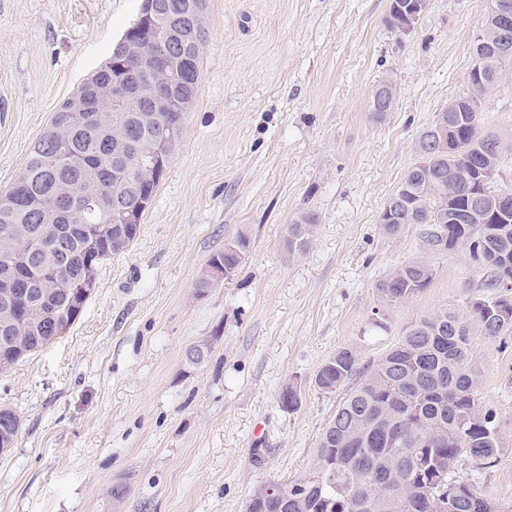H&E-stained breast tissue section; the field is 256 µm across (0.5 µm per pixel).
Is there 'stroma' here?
Here are the masks:
<instances>
[{
	"instance_id": "1",
	"label": "stroma",
	"mask_w": 512,
	"mask_h": 512,
	"mask_svg": "<svg viewBox=\"0 0 512 512\" xmlns=\"http://www.w3.org/2000/svg\"><path fill=\"white\" fill-rule=\"evenodd\" d=\"M142 0H0V189L53 112L107 59ZM390 0H207V38L183 134L129 248L105 260L79 319L0 374L21 418L0 454V512H244L259 485L309 471L341 393L314 386L350 347L375 362L416 318L484 297L465 247L426 254L418 225L380 214L435 114L466 93L490 0H429L406 34ZM395 88L375 117L371 94ZM481 130L512 147V78ZM319 217L301 252L288 226ZM251 248L204 294L194 284L240 229ZM426 259L432 285L371 326L375 284ZM481 406L499 419L495 467L459 471L512 505V337L473 331ZM208 348L198 364L190 347ZM297 387L296 411L279 394ZM122 482L130 493L112 498ZM371 98H373L371 101L372 112L381 113V115L384 114V112H391L395 101V92L392 82L390 80L381 81L377 85V88L376 86L373 88Z\"/></svg>"
}]
</instances>
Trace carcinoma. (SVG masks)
Wrapping results in <instances>:
<instances>
[{"instance_id":"cac0c4a2","label":"carcinoma","mask_w":512,"mask_h":512,"mask_svg":"<svg viewBox=\"0 0 512 512\" xmlns=\"http://www.w3.org/2000/svg\"><path fill=\"white\" fill-rule=\"evenodd\" d=\"M168 18L185 30L192 28L187 0H164ZM139 40L140 78L154 79L164 69L176 75L166 95L191 102L195 94L200 50L191 39L169 55L152 39L151 27L141 35L123 34L105 64L83 83L76 97L86 103L81 115L64 100L53 112L33 144L26 164L9 188L0 192V238L10 236L12 246L0 250V299L17 294L9 309L0 304V359L14 367L24 358L55 342L80 317L96 278L88 274L86 245H96L94 269L123 253L140 230L124 225L127 243L112 242L118 225L112 212L90 204L75 218L42 224L36 217L58 202L57 183L80 190L85 169L101 170L102 181L138 165L136 155L114 154L112 125L133 122L135 109L104 111L93 91L98 81L120 79L135 59L128 55L126 39ZM512 53L486 63L485 74L496 87ZM106 112L104 121L98 119ZM182 112L161 113V124L136 130L152 140L166 129H183ZM448 136L456 144L451 155L418 154L387 204L396 207L394 221L380 224L395 237L409 224H437L442 211L473 204L472 189L459 184L448 196V184L458 178L461 166H480L485 157L473 148L479 130V113L454 112ZM59 182H54L51 175ZM319 218L302 211L288 225L286 247L293 254L314 236ZM496 242L512 252V224H450L448 241L422 239L431 253H445L458 243L468 244L474 265L482 271L484 299L469 303L468 315L440 308L421 316L377 362L364 365L357 352L342 348L318 368L314 383L324 393L345 390L333 419L324 428L316 448V464L309 472L273 482L276 490L257 486L245 512H502L459 475L457 465L466 459L481 468L496 465L503 451L495 411L479 406L478 371L471 346L473 323L498 303L495 295L504 281L512 283V265L491 267L487 244ZM251 238L241 230L211 255L208 265L237 270L250 251ZM42 265L60 269L57 278L34 276L30 269ZM434 269L423 260L406 262L375 284L378 307L389 310L430 287ZM300 404L297 388L285 386L280 408L295 411ZM21 420L9 406L0 405V428L15 436Z\"/></svg>"}]
</instances>
